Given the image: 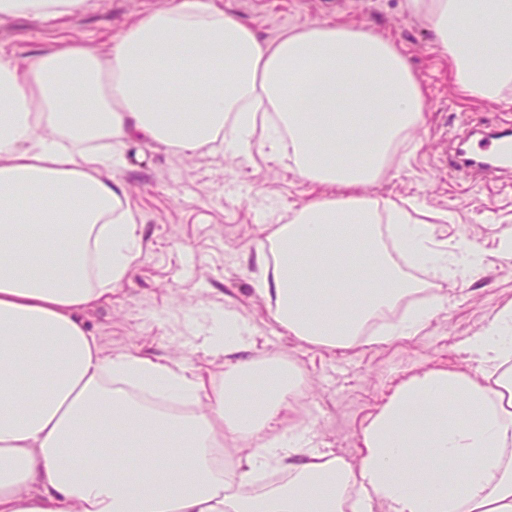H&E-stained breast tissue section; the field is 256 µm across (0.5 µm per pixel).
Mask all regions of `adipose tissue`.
I'll return each instance as SVG.
<instances>
[{"label":"adipose tissue","mask_w":512,"mask_h":512,"mask_svg":"<svg viewBox=\"0 0 512 512\" xmlns=\"http://www.w3.org/2000/svg\"><path fill=\"white\" fill-rule=\"evenodd\" d=\"M88 4L0 0V16ZM407 8L467 96L512 92V0ZM424 122L419 82L379 34L310 24L271 46L214 0H175L102 48L72 38L22 63L0 55V512H512L511 305L467 339L477 373H412L367 416L352 462L291 418L302 380L288 361H228L208 387L174 362L104 354L81 318L141 256L111 176L130 143L183 154L218 141L287 160L319 189L255 241L276 322L329 349L365 345L370 320L422 291L411 268L445 279L479 260L435 248L425 206L368 192ZM247 342L237 317L213 314L217 352ZM452 400L477 421L449 423ZM238 441L245 455L213 466Z\"/></svg>","instance_id":"obj_1"}]
</instances>
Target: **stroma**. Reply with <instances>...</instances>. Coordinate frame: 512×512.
<instances>
[{"label":"stroma","mask_w":512,"mask_h":512,"mask_svg":"<svg viewBox=\"0 0 512 512\" xmlns=\"http://www.w3.org/2000/svg\"><path fill=\"white\" fill-rule=\"evenodd\" d=\"M171 2L91 0L86 10L61 20L1 18L0 55L21 61L69 38L101 47L139 15ZM217 3L271 44L316 22L389 38L423 86L427 122L370 193L412 199L438 212L437 241H465L483 252L484 262L463 278L432 279L443 306L416 336L344 351L300 341L274 320L257 290L254 240L260 229L271 232L286 223L290 209L315 196V189L256 152L230 158L215 143L185 156L142 141L115 172L140 215L142 255L111 300L88 308L82 318L105 354L137 351L173 361L209 385L224 373L223 355L208 343L209 313L236 314L250 334L243 357L280 355L295 363L305 382L314 447L351 461L363 420L401 379L421 367L476 371L465 350L467 337L512 305V254L500 248L512 236V180L464 182L445 165L448 138L458 128L512 122V93L487 101L461 92L426 22L407 11L406 0Z\"/></svg>","instance_id":"35a3bbf8"}]
</instances>
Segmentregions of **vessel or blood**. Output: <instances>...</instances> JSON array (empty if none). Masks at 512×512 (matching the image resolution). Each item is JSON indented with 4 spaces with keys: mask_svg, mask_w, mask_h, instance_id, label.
<instances>
[{
    "mask_svg": "<svg viewBox=\"0 0 512 512\" xmlns=\"http://www.w3.org/2000/svg\"><path fill=\"white\" fill-rule=\"evenodd\" d=\"M458 145L448 159V172L459 179H476L490 172L489 159L512 158V132L508 129L478 125L456 131Z\"/></svg>",
    "mask_w": 512,
    "mask_h": 512,
    "instance_id": "vessel-or-blood-1",
    "label": "vessel or blood"
}]
</instances>
